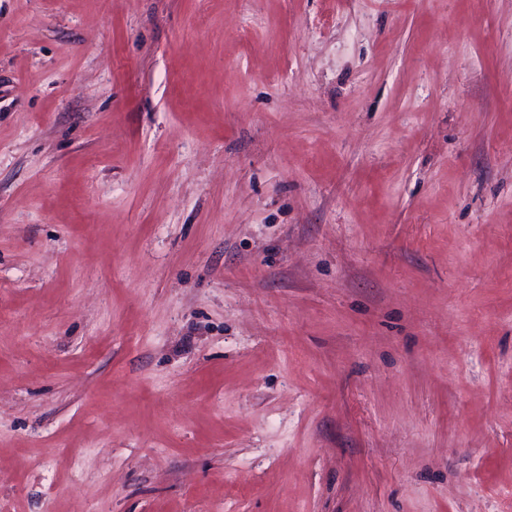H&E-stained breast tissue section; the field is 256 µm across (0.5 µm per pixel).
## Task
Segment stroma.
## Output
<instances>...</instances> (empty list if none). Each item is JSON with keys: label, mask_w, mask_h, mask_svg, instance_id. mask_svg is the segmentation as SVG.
Masks as SVG:
<instances>
[{"label": "stroma", "mask_w": 512, "mask_h": 512, "mask_svg": "<svg viewBox=\"0 0 512 512\" xmlns=\"http://www.w3.org/2000/svg\"><path fill=\"white\" fill-rule=\"evenodd\" d=\"M0 512H512V0H0Z\"/></svg>", "instance_id": "35a3bbf8"}]
</instances>
